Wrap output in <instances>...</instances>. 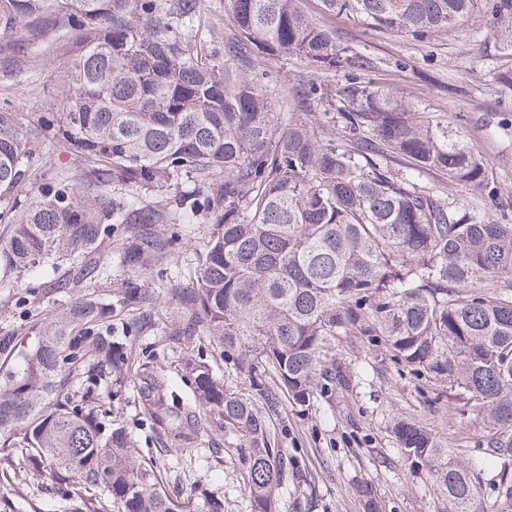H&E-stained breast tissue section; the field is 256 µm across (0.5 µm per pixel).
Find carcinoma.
<instances>
[{"label": "carcinoma", "mask_w": 512, "mask_h": 512, "mask_svg": "<svg viewBox=\"0 0 512 512\" xmlns=\"http://www.w3.org/2000/svg\"><path fill=\"white\" fill-rule=\"evenodd\" d=\"M224 61L189 38L213 28L206 0H0V44L38 51L66 38L71 93L62 118L27 124L0 107V288L49 266L57 293L108 276L98 255L129 271L168 258V226L204 214L212 231L175 266L169 335L207 337L248 380L246 394L186 360L194 403L174 394L165 365L142 361L122 334L159 314L154 291L126 281L115 302L86 295L68 309L0 329V468L17 452L38 473L83 478L87 499L118 512H196L172 498L126 431L101 409L139 382L143 419L176 456L199 445L196 407L224 432L242 466L252 512H279L288 479L303 477L272 422L281 396L308 408L346 386L338 336L383 343L486 431L498 467L496 512H512V224L460 213L420 184L493 193L486 161L446 119L415 111L397 88L361 80L372 59L309 18L300 0H227ZM374 30L422 39L481 11L486 36L512 54V0H321ZM258 54L295 55L318 76L287 84L252 70ZM51 130L78 178L23 204L35 140ZM33 339L23 342L27 335ZM401 457L423 468L451 512H484L474 469L407 418L391 427ZM363 512H381L358 487Z\"/></svg>", "instance_id": "carcinoma-1"}]
</instances>
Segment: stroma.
<instances>
[{"instance_id":"35a3bbf8","label":"stroma","mask_w":512,"mask_h":512,"mask_svg":"<svg viewBox=\"0 0 512 512\" xmlns=\"http://www.w3.org/2000/svg\"><path fill=\"white\" fill-rule=\"evenodd\" d=\"M303 9L342 42L356 46L374 60L368 72L373 82L401 88L417 111L448 118L463 131L470 149L485 158L495 192L487 197L453 185L448 197L461 211H479L512 223V86L501 74L512 75V57L495 53L488 44L475 41L485 16L473 14L463 25L445 33L417 40L411 36L366 29L342 14H325L320 0H302ZM70 54L67 39H59L45 52L11 60L0 57V66L17 68L19 75H0V104L30 119L53 112L66 88L63 63ZM33 175L19 191L24 200L52 189L61 171L75 166L64 145L53 133L37 140L31 159ZM211 231L207 224H189L177 233L174 256L140 271L156 296H165L167 270L175 261L192 256ZM46 270L25 277L11 292L0 290V329L19 327L29 315L65 309L81 294L115 299L130 271L113 267L110 279L65 292L42 295ZM188 353L210 365L217 381L236 392L249 387L231 360L215 345L189 343ZM336 354L354 378L346 389L318 395L308 410L282 402L273 424L290 454L305 463L310 484L289 482L280 501V512H362L357 487H372L384 512H449L426 471H415L402 461L390 432L394 417L403 415L436 434L464 459L477 462L482 453L477 441L482 433L447 400L431 402L424 378L392 359L383 346H373L355 336L336 339ZM135 388L123 389L112 406L123 412L128 433L142 455L153 459L169 493L180 496L210 491L224 497V512H251L248 494L235 450L224 447V434L209 420H202L203 447L218 449L209 462L192 467L178 463L164 451L149 425L141 423L133 404ZM80 478L59 487L50 475H37L23 457H16L7 472H0V512H77L83 495Z\"/></svg>"}]
</instances>
